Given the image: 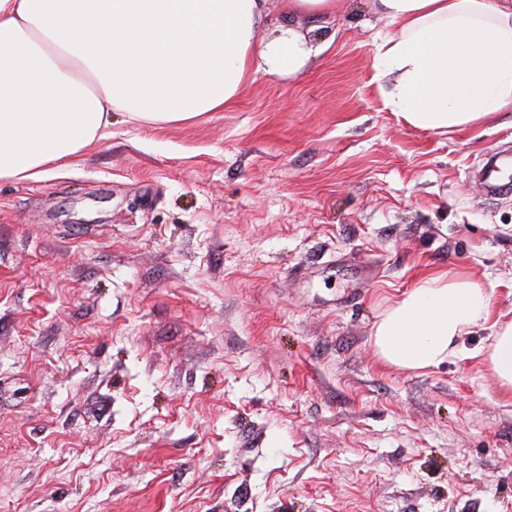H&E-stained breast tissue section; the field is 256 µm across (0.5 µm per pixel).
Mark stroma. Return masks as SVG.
Here are the masks:
<instances>
[{
  "label": "stroma",
  "mask_w": 512,
  "mask_h": 512,
  "mask_svg": "<svg viewBox=\"0 0 512 512\" xmlns=\"http://www.w3.org/2000/svg\"><path fill=\"white\" fill-rule=\"evenodd\" d=\"M281 26L316 51L181 123L112 115L0 180V512H512V108L412 128L375 82L374 0ZM482 280L486 324L388 365L381 313L424 275ZM489 360L500 386L512 391V322L499 327Z\"/></svg>",
  "instance_id": "stroma-1"
}]
</instances>
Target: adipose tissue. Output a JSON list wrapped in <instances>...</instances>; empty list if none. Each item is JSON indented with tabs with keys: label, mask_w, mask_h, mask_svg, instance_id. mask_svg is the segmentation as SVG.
Wrapping results in <instances>:
<instances>
[{
	"label": "adipose tissue",
	"mask_w": 512,
	"mask_h": 512,
	"mask_svg": "<svg viewBox=\"0 0 512 512\" xmlns=\"http://www.w3.org/2000/svg\"><path fill=\"white\" fill-rule=\"evenodd\" d=\"M398 32L374 53L398 80L386 99L442 132L512 107V0H377ZM267 0H0V180L34 179L103 138L116 111L178 123L232 104L260 70L297 72L288 28L259 43ZM490 317L482 282L421 278L381 316L380 358L410 371L453 356Z\"/></svg>",
	"instance_id": "ef3b65f1"
}]
</instances>
